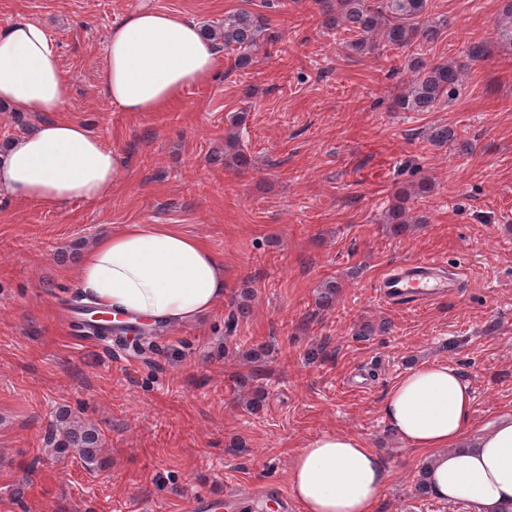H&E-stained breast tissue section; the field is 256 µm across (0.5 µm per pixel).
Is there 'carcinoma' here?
I'll return each instance as SVG.
<instances>
[{
	"label": "carcinoma",
	"instance_id": "carcinoma-1",
	"mask_svg": "<svg viewBox=\"0 0 512 512\" xmlns=\"http://www.w3.org/2000/svg\"><path fill=\"white\" fill-rule=\"evenodd\" d=\"M320 2L326 5L327 13L336 16V25L352 35L347 46L355 52L374 50L382 43L396 48L411 47L417 42H430L437 35V29L427 24L423 18L427 0ZM267 26V19L263 16L240 10L224 16L221 24L201 27V31L214 44L236 52L238 65L246 67L251 63L253 54L263 48L268 40ZM495 31L499 43L512 47V8L508 9L505 18L496 22ZM412 69L414 78L396 102V107L403 112H428L443 97L456 93L459 88L460 67L452 62L428 66L421 58L416 57ZM397 199L398 204L393 207L391 216L398 220V228L404 229L413 222L422 223L420 219H404L406 208L403 203L409 199L408 193L400 192ZM159 331L158 326L144 324L138 327V354L145 356L156 350L155 337ZM58 438L86 463L92 465L97 462L101 440L94 425L62 417L59 426L51 433V440Z\"/></svg>",
	"mask_w": 512,
	"mask_h": 512
}]
</instances>
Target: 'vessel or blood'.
<instances>
[{"label":"vessel or blood","instance_id":"vessel-or-blood-1","mask_svg":"<svg viewBox=\"0 0 512 512\" xmlns=\"http://www.w3.org/2000/svg\"><path fill=\"white\" fill-rule=\"evenodd\" d=\"M438 261H412L393 268L377 284L379 298L392 305H418L448 295L460 285L458 276L441 273Z\"/></svg>","mask_w":512,"mask_h":512}]
</instances>
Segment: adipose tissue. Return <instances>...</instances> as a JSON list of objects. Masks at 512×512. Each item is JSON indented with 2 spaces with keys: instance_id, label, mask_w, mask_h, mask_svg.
<instances>
[{
  "instance_id": "adipose-tissue-1",
  "label": "adipose tissue",
  "mask_w": 512,
  "mask_h": 512,
  "mask_svg": "<svg viewBox=\"0 0 512 512\" xmlns=\"http://www.w3.org/2000/svg\"><path fill=\"white\" fill-rule=\"evenodd\" d=\"M219 65L197 25L144 8L112 26L98 85L121 111L157 112L186 88L207 83ZM0 103L47 116L0 156V195L59 209L111 191L123 159L83 122L63 118L65 79L43 26L26 20L0 26ZM77 286L112 317L178 327L212 314L223 300L224 261L171 225L129 224L85 252ZM473 401L457 368L432 362L388 390L382 413L406 444L427 450L423 470L432 496L466 502L473 512H500L512 503V417L469 438ZM387 479L380 453L333 431L307 441L289 472L302 512H374Z\"/></svg>"
}]
</instances>
